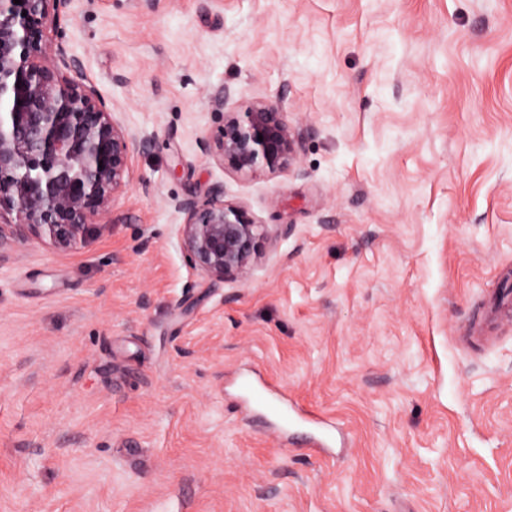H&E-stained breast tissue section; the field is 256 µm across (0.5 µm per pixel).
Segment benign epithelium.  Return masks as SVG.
I'll use <instances>...</instances> for the list:
<instances>
[{"mask_svg":"<svg viewBox=\"0 0 512 512\" xmlns=\"http://www.w3.org/2000/svg\"><path fill=\"white\" fill-rule=\"evenodd\" d=\"M72 0H0V219L67 250L107 216L128 188L137 144L98 89L79 82L61 22ZM263 140H258V136ZM200 150L243 174L283 171L298 154L284 113L257 99L222 113ZM191 265L216 281L245 279L268 230L217 185L176 204Z\"/></svg>","mask_w":512,"mask_h":512,"instance_id":"benign-epithelium-1","label":"benign epithelium"}]
</instances>
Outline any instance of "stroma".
Instances as JSON below:
<instances>
[{"mask_svg":"<svg viewBox=\"0 0 512 512\" xmlns=\"http://www.w3.org/2000/svg\"><path fill=\"white\" fill-rule=\"evenodd\" d=\"M76 78L143 149L59 250L0 238V512H512V0H73ZM277 103L295 164L204 155ZM224 188L271 241L187 260L175 200ZM266 380L324 458L238 409Z\"/></svg>","mask_w":512,"mask_h":512,"instance_id":"obj_1","label":"stroma"}]
</instances>
